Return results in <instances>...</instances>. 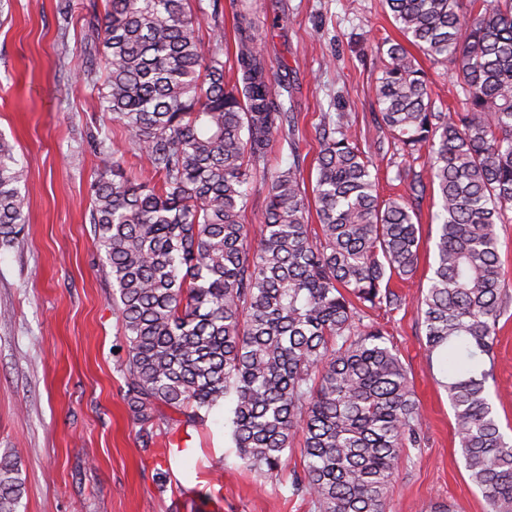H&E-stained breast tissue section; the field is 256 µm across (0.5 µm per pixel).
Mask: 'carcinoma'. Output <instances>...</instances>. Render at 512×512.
Segmentation results:
<instances>
[{
	"label": "carcinoma",
	"instance_id": "cac0c4a2",
	"mask_svg": "<svg viewBox=\"0 0 512 512\" xmlns=\"http://www.w3.org/2000/svg\"><path fill=\"white\" fill-rule=\"evenodd\" d=\"M236 69L224 34L203 48L189 0H106L89 26L103 34L104 78L88 82L157 182H135L102 150L91 185L95 245L122 321L124 401L141 425L162 409L193 425L233 395L227 421L245 467L279 476L302 435L295 495L314 512H387L402 448L421 443L418 404L385 332L367 309L404 302L419 224L412 201L437 199L427 292L418 299L425 351L446 356L455 432L489 512H512V439L488 393L500 319L496 225L512 222V0H386L404 37L456 74L458 107L436 105L400 43L382 54L377 119L387 141L363 148L347 112L325 113L306 188L298 118L279 100L253 34L251 0H236ZM288 167L269 170L274 143ZM422 169L382 199L372 156H412ZM264 181L262 233L248 238L250 185ZM24 167L0 139V242L25 223ZM312 192L317 225L308 223ZM0 458V512L21 484Z\"/></svg>",
	"mask_w": 512,
	"mask_h": 512
}]
</instances>
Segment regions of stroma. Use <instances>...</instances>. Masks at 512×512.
Returning <instances> with one entry per match:
<instances>
[{
    "label": "stroma",
    "mask_w": 512,
    "mask_h": 512,
    "mask_svg": "<svg viewBox=\"0 0 512 512\" xmlns=\"http://www.w3.org/2000/svg\"><path fill=\"white\" fill-rule=\"evenodd\" d=\"M92 0H0V136L25 163L26 222L0 246V456L16 463L17 512H314L292 493V454L279 479L246 469L224 427L226 406L202 425L141 428L123 399L121 321L90 222L99 146H115L129 176L146 177L135 148L113 135L84 72L102 68L87 26ZM202 37L224 33L233 63V0H201ZM271 73L286 76L285 108L298 114L299 152L312 172L316 129L347 112L361 146L384 136L375 121V80L385 40L403 42L384 0H254ZM432 198L417 212L415 274L394 311L372 310L408 372L423 440L404 448L390 512H486L464 467L439 358H427L416 299L429 286L437 232ZM489 383L501 427L512 435V311L499 322ZM168 473L159 491L157 470Z\"/></svg>",
    "instance_id": "35a3bbf8"
}]
</instances>
